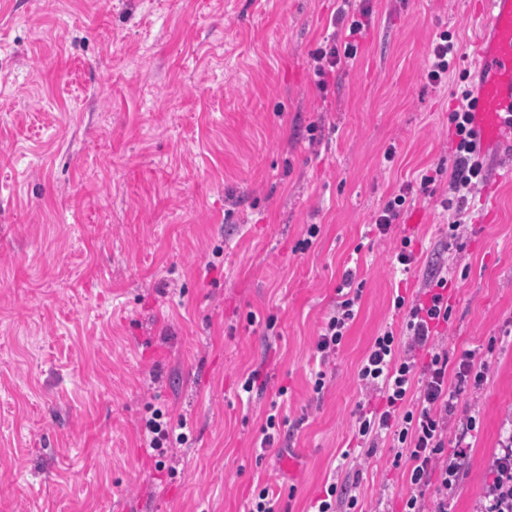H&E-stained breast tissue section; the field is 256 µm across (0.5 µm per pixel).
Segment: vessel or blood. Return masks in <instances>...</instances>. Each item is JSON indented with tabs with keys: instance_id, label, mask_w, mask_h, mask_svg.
I'll use <instances>...</instances> for the list:
<instances>
[{
	"instance_id": "vessel-or-blood-1",
	"label": "vessel or blood",
	"mask_w": 512,
	"mask_h": 512,
	"mask_svg": "<svg viewBox=\"0 0 512 512\" xmlns=\"http://www.w3.org/2000/svg\"><path fill=\"white\" fill-rule=\"evenodd\" d=\"M479 83L471 95V128L479 148L512 131V0H486L474 51Z\"/></svg>"
}]
</instances>
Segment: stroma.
I'll list each match as a JSON object with an SVG mask.
<instances>
[{
	"mask_svg": "<svg viewBox=\"0 0 512 512\" xmlns=\"http://www.w3.org/2000/svg\"><path fill=\"white\" fill-rule=\"evenodd\" d=\"M483 3L369 0L355 59L321 89L309 54L338 0H0V512H245L265 484L310 512L332 474L360 512H401L391 439L353 433L357 374L401 328L396 289L415 298L439 265L449 364L497 342L457 404L479 425L448 508L475 512L512 412V147L487 150L456 240L435 199L387 236L369 226L447 167ZM443 33L457 52L436 86ZM352 266L360 309L318 393L315 341ZM259 365L265 386L242 392ZM151 406L187 422L161 473L138 436ZM456 48L448 39V34H442L433 46L429 63L425 69V78L432 84L441 83L448 73V55H453ZM442 173L443 170L441 167H436L435 169L426 168L421 170L415 182L417 186L415 191L416 197H433L437 192V183L440 181L439 177L442 176ZM413 185L407 184L399 189V194L390 197L384 207L374 216L370 231L374 228L379 235H386L392 224H396L407 201V195L413 191Z\"/></svg>",
	"mask_w": 512,
	"mask_h": 512,
	"instance_id": "stroma-1",
	"label": "stroma"
}]
</instances>
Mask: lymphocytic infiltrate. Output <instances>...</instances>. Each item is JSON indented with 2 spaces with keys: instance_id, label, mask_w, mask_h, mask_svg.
Wrapping results in <instances>:
<instances>
[{
  "instance_id": "f902f5d3",
  "label": "lymphocytic infiltrate",
  "mask_w": 512,
  "mask_h": 512,
  "mask_svg": "<svg viewBox=\"0 0 512 512\" xmlns=\"http://www.w3.org/2000/svg\"><path fill=\"white\" fill-rule=\"evenodd\" d=\"M352 0H342L333 20L334 34L312 54L316 76L335 73L344 60L356 54L355 42L365 29L368 7H361L359 18L349 16ZM452 130L450 171L426 168L415 184L402 186L375 215L373 227L387 234L399 219L408 194L427 198L437 191L440 177L448 179V195L442 201L448 211L449 238H457L468 215L470 199L485 181L484 163L471 130L467 104H460L448 117ZM450 268H442L428 280L413 299L396 295L395 309L404 313L401 334L385 330L370 344L358 370V380L368 392L382 397V409L358 410L354 425L360 440L391 436L408 463L409 492L402 512H423L428 489L438 495L436 512H448V494L456 486L471 445L469 435L477 428V418H460L456 436H449L448 423L454 416L459 397L481 389L488 364L475 351H465L456 366H449L447 352L440 350L434 337L449 319L448 285ZM356 271L347 268L342 275L343 291L323 319L315 346L321 364L313 375L314 391L325 387L324 364L336 355L359 308L361 290L355 285ZM185 421L170 423L161 410H153L141 425V438L147 449L166 454L172 443L187 441ZM489 480L477 512H512V433L505 436L492 454Z\"/></svg>"
}]
</instances>
